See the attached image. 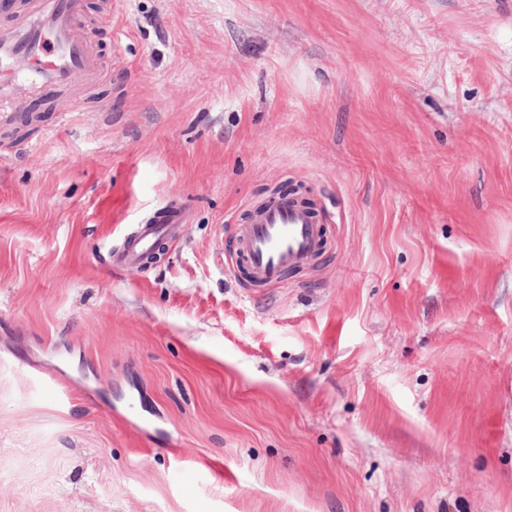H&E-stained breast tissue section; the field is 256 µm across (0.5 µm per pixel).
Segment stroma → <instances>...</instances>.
Wrapping results in <instances>:
<instances>
[{
	"label": "stroma",
	"mask_w": 512,
	"mask_h": 512,
	"mask_svg": "<svg viewBox=\"0 0 512 512\" xmlns=\"http://www.w3.org/2000/svg\"><path fill=\"white\" fill-rule=\"evenodd\" d=\"M112 28L88 94L0 111V512H512V0ZM298 186L325 251L241 287L234 225ZM182 223V213L177 207L167 210L162 223L142 224L138 231L128 237L122 247L112 253V267L134 271L139 268L144 257L161 239H176L178 225Z\"/></svg>",
	"instance_id": "stroma-1"
}]
</instances>
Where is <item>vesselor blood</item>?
I'll return each instance as SVG.
<instances>
[{"mask_svg":"<svg viewBox=\"0 0 512 512\" xmlns=\"http://www.w3.org/2000/svg\"><path fill=\"white\" fill-rule=\"evenodd\" d=\"M87 7L86 0H24L17 16L0 24V107L21 108L25 94L47 83L88 88L111 71V61L100 56L80 27ZM18 55L29 61L26 73L13 69ZM181 222V211L173 207L162 223L141 225L113 253V267L138 269L159 240L177 238ZM235 232L239 248L228 261L230 271L246 268L265 287L279 283L285 269L305 266L324 250L315 210L289 196L257 207Z\"/></svg>","mask_w":512,"mask_h":512,"instance_id":"1","label":"vessel or blood"}]
</instances>
